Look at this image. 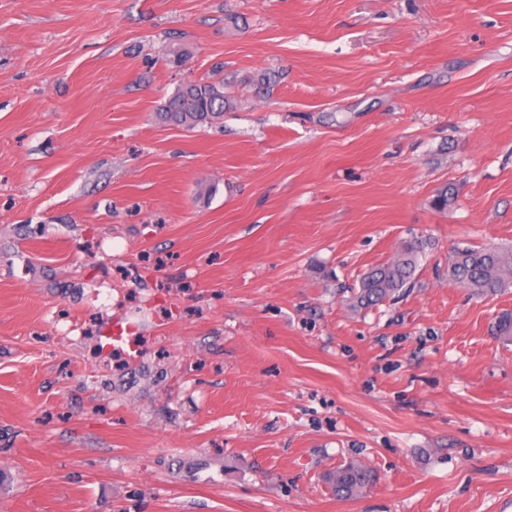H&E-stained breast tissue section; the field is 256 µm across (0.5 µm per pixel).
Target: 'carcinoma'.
Here are the masks:
<instances>
[{"label": "carcinoma", "mask_w": 512, "mask_h": 512, "mask_svg": "<svg viewBox=\"0 0 512 512\" xmlns=\"http://www.w3.org/2000/svg\"><path fill=\"white\" fill-rule=\"evenodd\" d=\"M229 99L224 86L210 82H192L179 88L162 108L165 120L187 127L209 123L224 117ZM426 242L414 239L406 243L389 263L365 272L350 303L355 309L375 306L408 287L424 253ZM448 276L479 295H494L512 283V249L501 247L458 248L448 258ZM496 335L512 338V311L501 312L496 319ZM370 481L368 471L348 464L330 474L329 483L339 498H350Z\"/></svg>", "instance_id": "cac0c4a2"}]
</instances>
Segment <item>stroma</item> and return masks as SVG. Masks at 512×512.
Returning <instances> with one entry per match:
<instances>
[{
    "instance_id": "35a3bbf8",
    "label": "stroma",
    "mask_w": 512,
    "mask_h": 512,
    "mask_svg": "<svg viewBox=\"0 0 512 512\" xmlns=\"http://www.w3.org/2000/svg\"><path fill=\"white\" fill-rule=\"evenodd\" d=\"M468 245L512 249V0H0V512H512ZM228 108L229 99L224 95L223 85L192 82L179 88L161 112L168 122L194 127L223 118ZM426 244L423 240H411L404 245L394 260L374 266L365 272L359 282V288L355 289L350 298L351 306L355 309H366L408 288ZM369 481L368 471L356 464L340 467L329 476L332 490L339 498H350L356 495L369 484Z\"/></svg>"
}]
</instances>
